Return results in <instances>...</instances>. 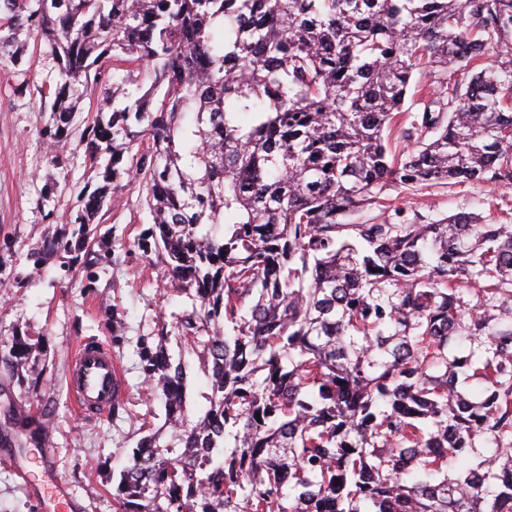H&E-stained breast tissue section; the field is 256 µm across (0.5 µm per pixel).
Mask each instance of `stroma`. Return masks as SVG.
<instances>
[{
    "label": "stroma",
    "instance_id": "35a3bbf8",
    "mask_svg": "<svg viewBox=\"0 0 512 512\" xmlns=\"http://www.w3.org/2000/svg\"><path fill=\"white\" fill-rule=\"evenodd\" d=\"M18 65L0 67V239L10 251L0 255V352L5 336L18 332L33 351L21 358L12 378L0 373V433L23 436L24 421H34L39 440L25 439L17 454L26 473L18 475L0 462V512H37L26 482L67 487L77 512H113L108 473L117 467L132 436H145L162 426L157 396L142 383L138 337L148 335L158 306L174 309L186 303L171 290L162 267L149 266L133 243L148 226L138 205L140 188L123 178L100 226L103 236H115L116 264L96 268L94 280L74 267L64 272L71 256L61 253L40 270L26 260L28 250L64 224L74 205V193L88 176L82 150L64 149L67 180L47 204H40L46 177L54 172L50 148L40 134L46 121L40 91L54 85L58 70L49 47L34 33L21 31ZM392 207L362 213V220L379 222L400 210L403 218L435 222L460 213L479 216L485 224H512V184L468 181L435 188L398 187L389 190ZM119 307L125 316L128 343L121 363L126 388V414L94 419L78 416L70 403L66 376L76 341L111 342L104 313ZM40 370L41 392L31 385L32 370ZM55 450L49 462L40 459L41 444Z\"/></svg>",
    "mask_w": 512,
    "mask_h": 512
}]
</instances>
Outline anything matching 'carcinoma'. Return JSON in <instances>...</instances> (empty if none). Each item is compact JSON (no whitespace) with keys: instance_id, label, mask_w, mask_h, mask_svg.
I'll list each match as a JSON object with an SVG mask.
<instances>
[{"instance_id":"carcinoma-1","label":"carcinoma","mask_w":512,"mask_h":512,"mask_svg":"<svg viewBox=\"0 0 512 512\" xmlns=\"http://www.w3.org/2000/svg\"><path fill=\"white\" fill-rule=\"evenodd\" d=\"M2 13L0 64L25 28L59 66L50 163L75 137L99 179L26 259L101 257L99 215L126 175L149 217L133 247L191 299L136 342L165 421L127 453L114 512H512V224L351 220L390 208L393 187L512 183V0H0ZM122 65L149 87L110 82ZM416 71L439 93L418 89L434 98L412 116ZM89 85L109 119H79ZM110 326L115 355L120 309ZM27 350L12 338L0 366ZM186 352L208 376L195 420Z\"/></svg>"}]
</instances>
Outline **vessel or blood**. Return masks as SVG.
I'll use <instances>...</instances> for the list:
<instances>
[{"label":"vessel or blood","instance_id":"1","mask_svg":"<svg viewBox=\"0 0 512 512\" xmlns=\"http://www.w3.org/2000/svg\"><path fill=\"white\" fill-rule=\"evenodd\" d=\"M67 388L79 416L97 417L111 410L125 384L107 344L86 339L77 342L69 363Z\"/></svg>","mask_w":512,"mask_h":512}]
</instances>
